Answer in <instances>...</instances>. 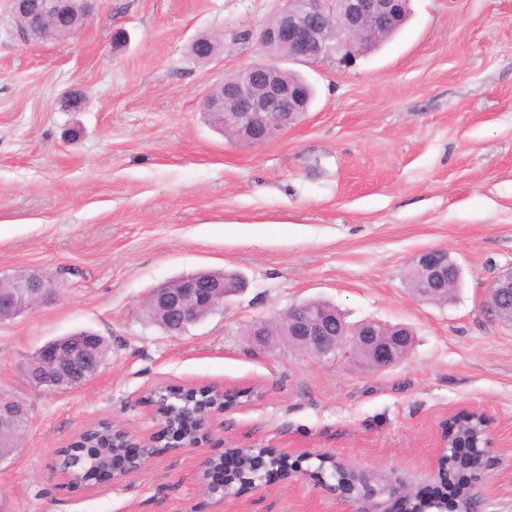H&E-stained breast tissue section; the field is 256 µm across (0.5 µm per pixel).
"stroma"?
Segmentation results:
<instances>
[{"mask_svg": "<svg viewBox=\"0 0 512 512\" xmlns=\"http://www.w3.org/2000/svg\"><path fill=\"white\" fill-rule=\"evenodd\" d=\"M281 5L99 0L76 34L34 42L0 0V274L55 286L0 322V396L28 412L0 461L10 512H354L320 455L428 492L441 427L462 407L485 413L494 442L471 489L479 510L512 512V321L487 308L512 267V0H411L403 29L354 68L290 63L316 89L300 121L261 145L229 141L203 98L257 60ZM202 35L220 44L206 64L189 51ZM67 92L84 96L80 111L59 110ZM432 248L463 272L443 305L405 278ZM200 270L239 274L243 289L170 335L147 296ZM311 298L353 324L409 328L411 354L375 370L248 336ZM78 329L105 339L97 376L69 391L32 385L28 357ZM202 385L245 393L211 423L210 447L158 448L117 486L61 487L57 452L85 428L111 419L151 434L152 390ZM260 447L299 460L298 473L259 472L221 504L202 491L201 459Z\"/></svg>", "mask_w": 512, "mask_h": 512, "instance_id": "stroma-1", "label": "stroma"}]
</instances>
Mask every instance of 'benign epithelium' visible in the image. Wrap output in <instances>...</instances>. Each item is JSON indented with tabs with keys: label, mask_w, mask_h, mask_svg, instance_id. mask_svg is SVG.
<instances>
[{
	"label": "benign epithelium",
	"mask_w": 512,
	"mask_h": 512,
	"mask_svg": "<svg viewBox=\"0 0 512 512\" xmlns=\"http://www.w3.org/2000/svg\"><path fill=\"white\" fill-rule=\"evenodd\" d=\"M94 0H12V12L28 18L32 10L41 13L36 26L20 31L26 39H45L61 32L68 37L92 16ZM408 9V0H287L265 25L259 35V45L282 43L288 45V59L304 63H327L349 68L355 57L348 53L352 44L372 45L398 27ZM238 80L224 86V80L214 84L204 97L202 107L206 112H223L226 121L236 129L238 139L246 144L260 145L269 140L270 119L274 112L290 116L307 111L309 107L306 85L284 78V69L276 59L259 60L239 70ZM419 288L427 294L448 293L452 284L459 283L461 271L458 264L442 250H428L413 262ZM512 288V269L495 279L488 290L490 308H496ZM240 291V282L226 283L207 274L191 273L178 279L174 287L166 284L154 288L149 295L148 311L158 310L173 323V331L181 334L200 321L199 314L212 313L224 306L225 300ZM54 292L52 284L33 273L13 281L11 292L0 298V320L12 319L32 310ZM288 331L309 353L321 357L338 351L342 328L336 318L322 310H315L305 301L293 305L288 311ZM377 323H361L359 340L370 355V365L377 370L391 368L404 360L411 351L412 335L406 328L395 327L379 336ZM101 344V336L91 331H81L75 340H53L38 350L39 367H26L29 381L36 387L58 390L63 384L69 389L89 382L98 372L102 361L94 355ZM221 396L220 404H211L210 410L197 421V435L190 442L176 447L178 451L201 448L209 440L208 425L216 417L237 406L235 392L210 388ZM468 416L482 425L481 438L473 448L480 456L489 458L493 439L485 414L476 409H462L452 418ZM27 422V412L18 402L0 397V436L18 439ZM126 449V467L114 470L102 468V477L119 485L144 468L154 450L151 442L131 440ZM213 461L206 457L197 476L208 496L216 497L215 484L209 476ZM362 507L357 512H390L392 500L407 499L413 492L399 486L370 489L366 486L350 490Z\"/></svg>",
	"instance_id": "7a95c632"
}]
</instances>
